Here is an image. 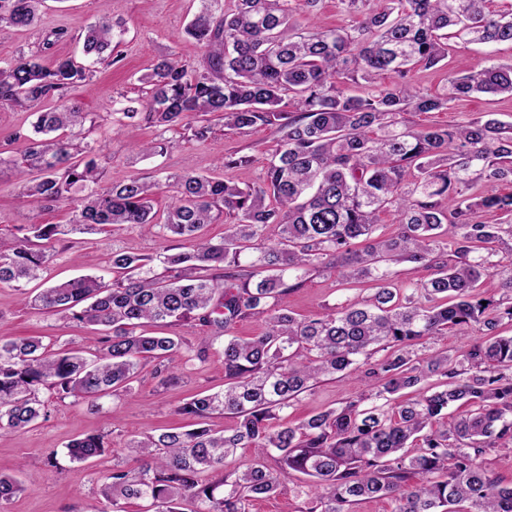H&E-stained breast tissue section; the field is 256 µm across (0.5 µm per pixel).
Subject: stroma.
Returning a JSON list of instances; mask_svg holds the SVG:
<instances>
[{"mask_svg":"<svg viewBox=\"0 0 512 512\" xmlns=\"http://www.w3.org/2000/svg\"><path fill=\"white\" fill-rule=\"evenodd\" d=\"M196 8L195 0H46L37 25L24 30L0 29V68L36 50L53 29L65 30L67 37L43 54V64H52L60 57H80L81 37L91 23L103 16L121 21L126 29L118 47L121 62L97 65L94 76L72 93L76 103L92 113L98 123L92 135L102 140L108 158L106 183L120 182L134 174L166 177L187 173L221 176L241 185L258 182L268 155L276 147L268 128L229 131L223 122L215 120L207 139L182 140L165 154L137 160L131 153L132 140H153L155 128L142 126L129 132L109 124L112 109L126 99L145 96L148 87L140 78L150 72L157 58L172 55L193 65L201 61V46L184 33ZM511 58L512 44H461L449 53L444 64L417 69L413 80L425 92L436 93L442 91L448 72L466 73ZM483 112L497 113L499 119L512 122V99L483 94L462 96L450 101L444 111L413 113L409 119L421 125L448 126ZM30 122L27 110L0 105V158L6 161L19 157L20 137L27 133ZM235 152L251 156V164L228 171L220 169L224 155ZM73 207L70 200L39 206L23 197L12 172L6 166L0 167V236L16 235L20 227L33 221L69 223ZM161 246L158 238L137 228L117 226L108 232L74 233L55 244L46 281L51 284L84 274L106 277L110 274L108 258L113 248L152 254ZM365 293L364 285H343L332 277L315 276L288 295L285 305L296 316L305 317ZM179 332L189 348L170 365L176 381H168L165 375L155 374L153 367H146L134 382L132 394L122 401L119 415L96 410L87 403H63L45 391L40 395L45 404L44 419L24 430L0 434V473L14 475L23 469L40 477L36 487L9 505L8 512H96L100 501L96 482L99 472L111 468L116 458L123 459L128 467L136 465V456L127 447L129 439L181 425V418L174 413L178 404L192 395L223 387L221 341H214L207 348L200 328L183 326ZM92 333V327L76 324L62 315L26 307L18 291L0 287V337H39L58 348L69 341L81 342ZM364 388L365 382L357 373L326 378L289 411L288 421L294 424L337 407ZM89 432L107 435V457L93 464H77L63 457L62 452L72 439ZM53 450L60 453L54 469L46 464L47 455Z\"/></svg>","mask_w":512,"mask_h":512,"instance_id":"35a3bbf8","label":"stroma"}]
</instances>
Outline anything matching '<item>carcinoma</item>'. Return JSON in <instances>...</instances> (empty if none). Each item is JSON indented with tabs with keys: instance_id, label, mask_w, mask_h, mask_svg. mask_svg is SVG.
<instances>
[{
	"instance_id": "obj_1",
	"label": "carcinoma",
	"mask_w": 512,
	"mask_h": 512,
	"mask_svg": "<svg viewBox=\"0 0 512 512\" xmlns=\"http://www.w3.org/2000/svg\"><path fill=\"white\" fill-rule=\"evenodd\" d=\"M45 0H0V27L28 28ZM185 34L204 48L196 67L163 56L142 81L147 96L113 110L115 122H144L158 138L135 143L142 155L162 153L163 134L184 128L200 141L215 114L224 127L266 126L278 145L263 178L241 187L186 174L174 182L164 220L153 212L158 179L133 175L103 184L96 141L77 143L87 114L69 93L92 76V65L120 61L112 45L124 28L102 18L85 33L82 59L52 67L41 53L0 69V105L36 116L21 160L12 166L26 196L49 206L83 192L68 224H30L0 239V286L20 288L40 277L52 244L85 230L126 225L161 240L197 241L189 253L165 246L154 255L112 250V279L81 276L23 296L34 308L98 327L99 346L56 351L38 338L0 337V431L35 423L44 390L57 399L99 401L128 394L148 365L165 368L186 339L146 336L144 321L194 324L224 336V389L186 399L175 413L191 421L133 439L138 470L115 464L101 476L105 506L125 512H252L293 473L321 487L306 512H351L365 499H389L393 512H512V486L482 464L489 448L512 450V124L486 112L452 127L414 126L410 112H439L448 101L484 93L512 98V61L468 74L448 72L446 90L429 94L412 74L448 58L454 42L512 43V7L490 0H341L361 15L350 26L326 27L296 15L320 0H198ZM399 82L385 85L383 75ZM365 84L354 95L350 88ZM483 193L470 190L477 183ZM508 218L487 224L478 213ZM234 223L214 240L204 228L224 214ZM396 219L383 231L380 216ZM278 234L268 241L266 231ZM412 262L428 278L400 288L394 267ZM312 274L369 281L374 292L305 318L283 306ZM498 279L501 294L480 293ZM264 320L242 338L237 323ZM480 335L455 355L418 353L450 328ZM390 350L383 358L374 355ZM362 370L368 391L343 405L288 424V410L320 379ZM413 396L405 397V391ZM470 410L448 420L454 405ZM215 414L231 429L208 425ZM239 448L254 460L230 467ZM107 451L99 433L71 440L65 454L87 462ZM26 490L0 475V512Z\"/></svg>"
}]
</instances>
